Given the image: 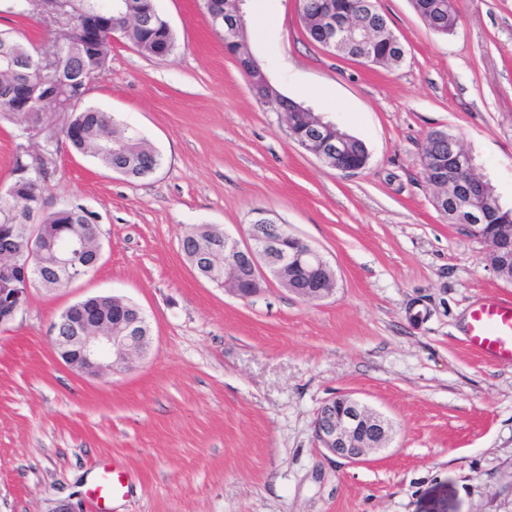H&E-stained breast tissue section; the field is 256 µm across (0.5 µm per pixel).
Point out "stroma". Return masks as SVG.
<instances>
[{"mask_svg":"<svg viewBox=\"0 0 512 512\" xmlns=\"http://www.w3.org/2000/svg\"><path fill=\"white\" fill-rule=\"evenodd\" d=\"M177 47L158 59L112 43L82 105L112 113L160 153L132 182L74 152L64 135L0 121V187L25 149L47 175L44 211L71 202L101 227L98 268L69 287L31 286L0 327V512H512V366L475 356L465 321L512 294L487 243L434 205L421 153L456 133L499 202L512 208V0H457L451 35L412 0H378L405 56L371 66L311 42L299 0H249L247 46L278 95L362 139L367 165L329 167L290 136L211 28L203 0H160ZM39 10L0 30L50 46ZM265 210L335 272L307 301L265 281L248 301L201 277L181 249L202 225L240 238ZM138 305L148 350L122 370L79 375L55 355L51 325L70 305ZM351 393L393 425L352 464L321 448L317 409ZM122 475L110 499L103 467Z\"/></svg>","mask_w":512,"mask_h":512,"instance_id":"obj_1","label":"stroma"}]
</instances>
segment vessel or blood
Here are the masks:
<instances>
[{
	"mask_svg": "<svg viewBox=\"0 0 512 512\" xmlns=\"http://www.w3.org/2000/svg\"><path fill=\"white\" fill-rule=\"evenodd\" d=\"M465 343L474 353L512 365V298H488L475 304L466 326Z\"/></svg>",
	"mask_w": 512,
	"mask_h": 512,
	"instance_id": "obj_1",
	"label": "vessel or blood"
}]
</instances>
